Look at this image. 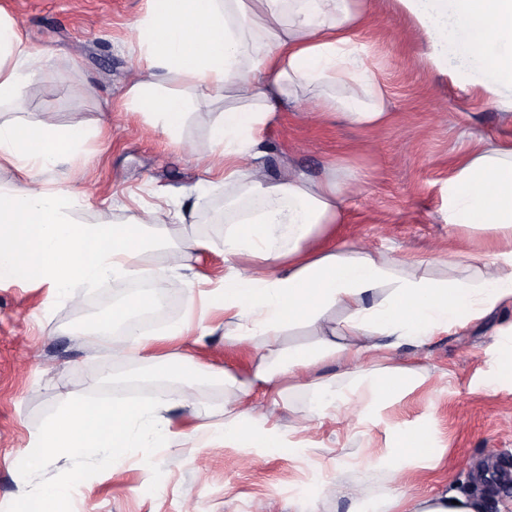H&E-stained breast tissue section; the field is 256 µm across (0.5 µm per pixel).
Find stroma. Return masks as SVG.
I'll list each match as a JSON object with an SVG mask.
<instances>
[{
	"label": "stroma",
	"mask_w": 512,
	"mask_h": 512,
	"mask_svg": "<svg viewBox=\"0 0 512 512\" xmlns=\"http://www.w3.org/2000/svg\"><path fill=\"white\" fill-rule=\"evenodd\" d=\"M145 0H0V6L43 49L46 78L24 92L25 120L59 125L94 123L107 116L112 145L90 140L72 165L51 177L82 171L76 189L80 216L88 224H121L131 209L167 194L187 212L184 224L152 231L155 245L220 240L224 189L208 183L196 155L209 149L214 105L196 112L182 145L152 132L137 114L120 110L117 95L136 58L133 23ZM372 15L359 32L361 59L388 93L389 121L375 130L341 122L313 124L300 107L288 108L261 135L263 161L275 176L288 168L323 176L334 162L348 166L360 191L349 197L348 221L336 240L366 244L405 259H430L456 251H489L488 234L448 227V177L452 164L479 145L512 141V89L491 85V76L461 58L437 66L423 30L401 0H372ZM144 280L176 296L173 313L160 317L154 333L189 321L194 334L155 349L112 358V374L98 366L105 355L91 328L108 319L114 305L132 296L129 284L105 282L79 302L55 297L47 285L0 282V512H32L20 498L29 484L49 491L48 512H350L352 500L324 493L323 482L364 488L369 499L393 490L387 467L369 468L367 449L386 454L396 429L418 426L431 446L442 449L437 465L409 472L403 490L425 494L448 485L481 493L485 512H512V382L497 377L499 327L512 319V305L426 345L392 351L394 361L415 366L427 382L395 401L374 423L352 427L346 404L307 432L293 419L309 392H284L287 405L277 425L282 448H207L198 426L215 421L224 389L189 383L182 372L163 371L164 356L181 350L193 359L241 375L253 348L225 342L223 316L188 311L184 283L151 261ZM209 335H202V328ZM135 384L140 401L194 388L198 415L171 411L181 444L138 448L104 462L86 453L79 462L48 455L41 470L26 466L34 432L60 406L61 394L103 401L109 381Z\"/></svg>",
	"instance_id": "1"
}]
</instances>
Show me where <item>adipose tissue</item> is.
I'll list each match as a JSON object with an SVG mask.
<instances>
[{"instance_id":"1","label":"adipose tissue","mask_w":512,"mask_h":512,"mask_svg":"<svg viewBox=\"0 0 512 512\" xmlns=\"http://www.w3.org/2000/svg\"><path fill=\"white\" fill-rule=\"evenodd\" d=\"M424 29L437 63L456 55L455 23L469 35L470 61L512 86V0H402ZM368 17L367 0H145L136 19V66L122 88L124 111L145 116L173 142L200 105L235 96L209 125V151L197 161L224 185L226 229L220 248L228 264L208 295L224 310V338L254 345L247 375L192 364L196 378L224 388L219 422L202 425L208 448H281L272 421L285 386L314 391L300 430L335 407L333 380L315 367L333 362L361 377L352 410L366 422L392 397L425 381L412 366L372 368L389 348L432 336L512 303V143L465 154L448 178V224L489 232L504 246L468 261L449 254L448 275H429L424 260L398 259L336 241L353 185L332 166L319 178L297 170L270 176L260 133L289 104L316 93L314 121L340 119L361 129L383 126L386 90L359 64L355 40ZM42 51L0 10V105L23 111L22 90L44 79ZM103 126H59L15 118L0 123V162L21 174L0 187V280H35L56 297L79 301L107 281L137 278L150 256L145 233L180 220L166 198L141 207L127 222L79 220L77 195L47 187L44 176L77 156ZM312 327L314 345L284 351L282 333ZM193 394H170L149 406L113 396L106 405L65 400L32 436L29 465L47 453L103 450L106 459L155 448L177 436L167 413L192 409ZM437 457L422 432L396 433L387 459L395 484ZM377 512H484L482 497L456 490L424 496L394 492Z\"/></svg>"}]
</instances>
